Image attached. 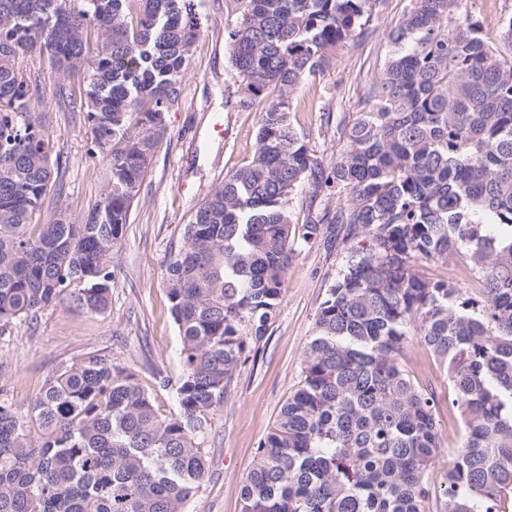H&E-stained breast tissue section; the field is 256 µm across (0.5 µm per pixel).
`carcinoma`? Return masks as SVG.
<instances>
[{
  "label": "carcinoma",
  "mask_w": 512,
  "mask_h": 512,
  "mask_svg": "<svg viewBox=\"0 0 512 512\" xmlns=\"http://www.w3.org/2000/svg\"><path fill=\"white\" fill-rule=\"evenodd\" d=\"M379 0H224L235 105L263 99L257 149L184 225L166 267L181 340L178 413L98 352L62 367L27 413L0 397V512H186L208 473L207 416L265 335L295 254L288 204L305 181L336 192L353 242L326 291L283 403L241 487V512H512V16L487 41L465 0H413L389 33L372 108L324 172L295 131V94ZM195 0H0V322L70 298L107 309L109 259L168 136L192 48ZM47 55L55 95L85 113L109 180L76 219L35 224L59 169L37 111ZM84 75L74 89L72 75ZM277 94L269 95V89ZM460 261L483 288L419 273ZM414 340L448 376L462 438L443 448L438 395L405 363ZM36 424L41 441L31 443Z\"/></svg>",
  "instance_id": "carcinoma-1"
}]
</instances>
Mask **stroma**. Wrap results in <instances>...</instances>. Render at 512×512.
I'll return each mask as SVG.
<instances>
[{
  "label": "stroma",
  "mask_w": 512,
  "mask_h": 512,
  "mask_svg": "<svg viewBox=\"0 0 512 512\" xmlns=\"http://www.w3.org/2000/svg\"><path fill=\"white\" fill-rule=\"evenodd\" d=\"M411 0H380L369 25L338 46L331 66L301 88L291 123L322 168H329L347 140L344 124L362 112V89L380 76L392 45L388 33L410 9ZM204 33L196 42L177 106L167 114L169 137L148 171L126 231L113 250L111 302L99 313L58 303L30 321L0 327V392L17 411L31 401L58 369L92 352L109 354L135 374L157 412H177L182 374L178 329L169 313L166 265L179 249L183 226L225 176L247 164L257 148L258 110L229 104L238 84L229 74L224 29L229 19L219 0H206ZM44 96L40 111L52 113L49 129L60 153L58 185L38 218L54 220L60 208L80 217L107 184L106 163L88 153L91 133L83 113L62 110L54 95L55 75L41 64ZM338 199L306 180L289 201L295 226L336 210ZM287 285L276 315L261 339L250 324L253 355L239 366L223 408L211 413L204 435L208 476L187 512H241V485L257 445L272 427L283 402L302 381V360L319 306L348 253L346 238L327 245L295 242ZM411 374L448 396V379L419 342L407 351Z\"/></svg>",
  "instance_id": "1"
}]
</instances>
